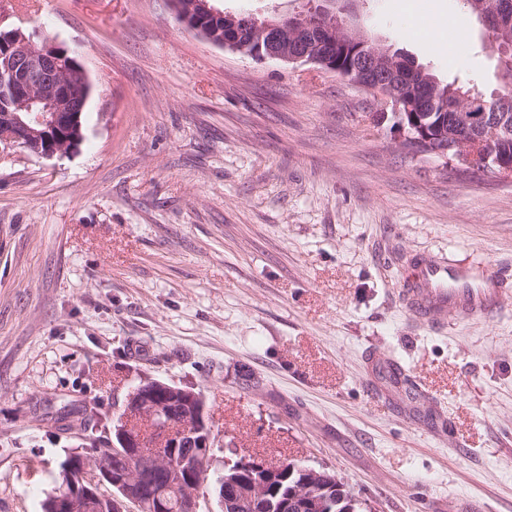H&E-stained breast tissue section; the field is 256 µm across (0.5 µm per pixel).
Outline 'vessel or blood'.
<instances>
[{
	"mask_svg": "<svg viewBox=\"0 0 512 512\" xmlns=\"http://www.w3.org/2000/svg\"><path fill=\"white\" fill-rule=\"evenodd\" d=\"M493 276H477L421 257L403 290L409 311L430 325L443 327L449 316L473 319L489 316L498 305Z\"/></svg>",
	"mask_w": 512,
	"mask_h": 512,
	"instance_id": "obj_1",
	"label": "vessel or blood"
}]
</instances>
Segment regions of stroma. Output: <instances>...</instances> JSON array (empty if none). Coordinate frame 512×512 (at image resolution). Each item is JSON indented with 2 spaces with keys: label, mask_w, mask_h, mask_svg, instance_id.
Listing matches in <instances>:
<instances>
[{
  "label": "stroma",
  "mask_w": 512,
  "mask_h": 512,
  "mask_svg": "<svg viewBox=\"0 0 512 512\" xmlns=\"http://www.w3.org/2000/svg\"><path fill=\"white\" fill-rule=\"evenodd\" d=\"M359 22L499 87L459 0H361ZM19 23L78 49L94 92L76 152L0 155V512H42L78 446L51 407L111 417L140 373L201 390L216 469L232 442L333 471L370 512H512V181L401 148L344 78L213 46L165 0H0ZM417 254L497 275V313L418 323Z\"/></svg>",
  "instance_id": "35a3bbf8"
}]
</instances>
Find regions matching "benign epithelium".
I'll list each match as a JSON object with an SVG mask.
<instances>
[{
  "mask_svg": "<svg viewBox=\"0 0 512 512\" xmlns=\"http://www.w3.org/2000/svg\"><path fill=\"white\" fill-rule=\"evenodd\" d=\"M324 5L309 12L288 16L257 18L225 14L210 5L209 0L172 3L173 14L181 25L207 35L209 42L237 52L250 46L248 56L256 60H276L307 64L309 39L316 38L321 57L329 61L336 49L350 45L363 51V64L352 70L351 84L374 95L383 108L400 110L397 86L400 58L391 50L373 43L364 30L349 18ZM223 19L224 33H213L205 23L208 17ZM489 40L501 42L498 29L501 16L494 8L481 15ZM75 79H70V76ZM0 89L5 91L7 108L0 124V153L22 152L38 158L63 156L83 140L81 115L91 93V84L83 66L69 51L53 39L35 43L18 25L0 29ZM399 142L404 145L429 139L424 120L407 125L396 123ZM126 416H136L155 426L172 454L181 453V467L168 463L164 455L152 458L145 466H130L116 475L112 465L100 461H70L67 471L71 488L54 494L48 503L50 512H121L127 502L136 503L143 512H200L201 497L197 493L196 472L212 468L211 437H199L192 424L206 419V406L201 395L192 388L141 376L123 401ZM181 427L175 435L173 424ZM117 438L137 458L140 438L130 427L118 428ZM304 487L291 500L290 507L299 512H320L323 501L312 492L326 475L306 471ZM111 484L117 492L110 497L101 488ZM233 494L221 500L225 512H239L242 505L264 498V486L252 482H232Z\"/></svg>",
  "mask_w": 512,
  "mask_h": 512,
  "instance_id": "7a95c632",
  "label": "benign epithelium"
}]
</instances>
